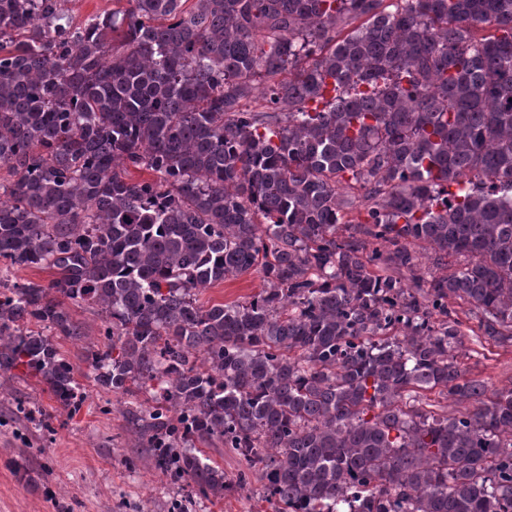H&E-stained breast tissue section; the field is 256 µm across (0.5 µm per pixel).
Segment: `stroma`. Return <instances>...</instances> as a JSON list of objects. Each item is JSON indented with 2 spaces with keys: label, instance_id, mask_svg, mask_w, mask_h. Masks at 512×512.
I'll use <instances>...</instances> for the list:
<instances>
[{
  "label": "stroma",
  "instance_id": "stroma-1",
  "mask_svg": "<svg viewBox=\"0 0 512 512\" xmlns=\"http://www.w3.org/2000/svg\"><path fill=\"white\" fill-rule=\"evenodd\" d=\"M259 273L224 280L201 291L204 303H242L260 292ZM58 349L77 370L86 400L69 416L35 378L0 376V512H174L181 489L156 471L145 449L135 447L122 417L104 413L114 395L93 378L86 340L58 338ZM459 361L468 375L502 388L512 385V346L463 339ZM48 421L52 434L37 431ZM139 460L128 472L125 458ZM260 483L204 502L193 512H272Z\"/></svg>",
  "mask_w": 512,
  "mask_h": 512
}]
</instances>
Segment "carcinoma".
<instances>
[{
    "instance_id": "cac0c4a2",
    "label": "carcinoma",
    "mask_w": 512,
    "mask_h": 512,
    "mask_svg": "<svg viewBox=\"0 0 512 512\" xmlns=\"http://www.w3.org/2000/svg\"><path fill=\"white\" fill-rule=\"evenodd\" d=\"M64 2L0 0V262L55 270L0 277V375L80 408L69 299L189 505L257 479L273 512H512V385L466 375L453 316L512 343V0ZM66 6L74 10L77 20L82 22L104 11L125 9L127 2L126 0H72ZM263 281L259 273L250 272L217 283L201 291L204 303H243L260 292Z\"/></svg>"
}]
</instances>
